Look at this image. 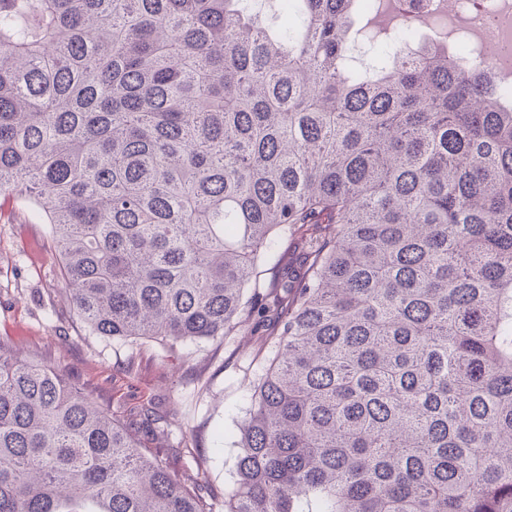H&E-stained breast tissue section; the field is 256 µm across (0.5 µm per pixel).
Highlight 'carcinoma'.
<instances>
[{
    "instance_id": "obj_1",
    "label": "carcinoma",
    "mask_w": 512,
    "mask_h": 512,
    "mask_svg": "<svg viewBox=\"0 0 512 512\" xmlns=\"http://www.w3.org/2000/svg\"><path fill=\"white\" fill-rule=\"evenodd\" d=\"M277 2L0 0V207L99 336L257 335L224 512H512V91ZM160 420L0 342V512H215Z\"/></svg>"
}]
</instances>
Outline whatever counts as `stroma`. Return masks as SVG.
<instances>
[{
  "instance_id": "35a3bbf8",
  "label": "stroma",
  "mask_w": 512,
  "mask_h": 512,
  "mask_svg": "<svg viewBox=\"0 0 512 512\" xmlns=\"http://www.w3.org/2000/svg\"><path fill=\"white\" fill-rule=\"evenodd\" d=\"M49 225L26 205L0 208V340L61 369L121 421L154 408L186 435L158 456L179 479L195 478L223 504L237 479V423L257 371L256 339H200L172 352L93 334L61 299Z\"/></svg>"
}]
</instances>
